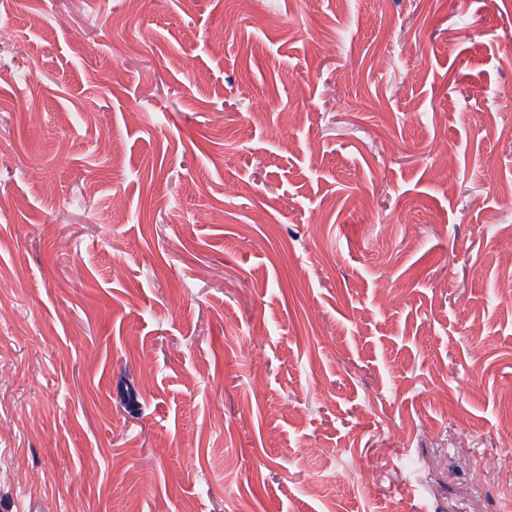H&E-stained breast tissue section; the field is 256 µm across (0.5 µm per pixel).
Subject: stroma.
I'll return each instance as SVG.
<instances>
[{
    "mask_svg": "<svg viewBox=\"0 0 512 512\" xmlns=\"http://www.w3.org/2000/svg\"><path fill=\"white\" fill-rule=\"evenodd\" d=\"M3 24L0 512H512V0Z\"/></svg>",
    "mask_w": 512,
    "mask_h": 512,
    "instance_id": "stroma-1",
    "label": "stroma"
}]
</instances>
